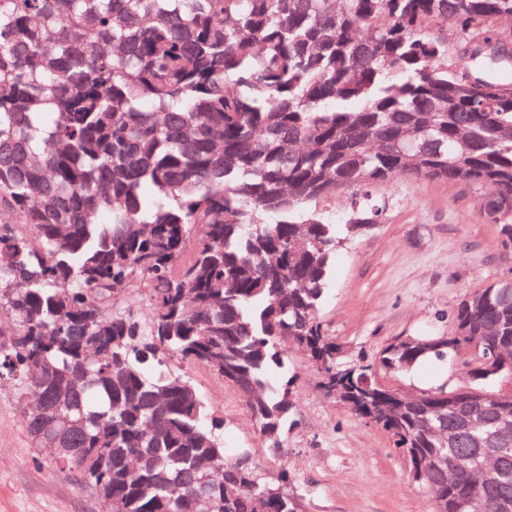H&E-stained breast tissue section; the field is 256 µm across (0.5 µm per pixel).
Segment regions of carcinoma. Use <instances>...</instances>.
<instances>
[{
    "label": "carcinoma",
    "mask_w": 512,
    "mask_h": 512,
    "mask_svg": "<svg viewBox=\"0 0 512 512\" xmlns=\"http://www.w3.org/2000/svg\"><path fill=\"white\" fill-rule=\"evenodd\" d=\"M511 23L512 0H0V383L49 466L103 512H298L288 474L224 447L175 366L232 385L278 451L294 402L270 374L289 343L392 438L435 512L512 501V441L496 482L467 474L500 415L474 399L512 387V282L464 299L453 340L397 339L369 363L318 317L337 248L382 215L372 187L486 188L512 244V80L480 53ZM466 50L482 98L461 87ZM342 192L359 210L331 224L320 203ZM140 289L148 314L117 304ZM463 347V383L423 405L388 382ZM442 422L451 446L426 433Z\"/></svg>",
    "instance_id": "cac0c4a2"
}]
</instances>
